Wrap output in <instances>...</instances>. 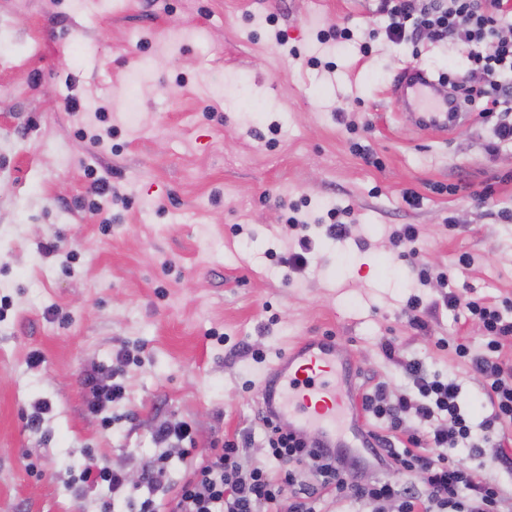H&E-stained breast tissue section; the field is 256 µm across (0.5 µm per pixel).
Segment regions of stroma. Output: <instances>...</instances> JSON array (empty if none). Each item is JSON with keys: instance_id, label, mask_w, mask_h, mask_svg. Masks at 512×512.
Here are the masks:
<instances>
[{"instance_id": "obj_1", "label": "stroma", "mask_w": 512, "mask_h": 512, "mask_svg": "<svg viewBox=\"0 0 512 512\" xmlns=\"http://www.w3.org/2000/svg\"><path fill=\"white\" fill-rule=\"evenodd\" d=\"M375 0H0V512H99L106 487L77 493L87 457L142 475L159 449L153 429L191 422L199 447L251 434L247 462L265 444L256 394L263 364L292 341L335 336L359 384L407 392L401 357L457 379L473 424L488 408L481 378L452 343L479 347L481 324L442 310L430 331L401 308L411 266L388 240L419 225L424 260L459 254L465 295L512 298V144L489 154L496 117H473L448 136L417 130L387 87L411 57L421 68L465 74L454 45L393 43ZM274 17L288 45L267 35ZM353 38L320 45L316 33ZM378 37H371V30ZM370 40L362 56L359 44ZM298 48L291 56L289 48ZM333 61V71L307 57ZM141 75L138 122L125 98ZM105 107L76 134L65 102ZM361 142L382 161L366 166ZM126 195L81 208L90 177ZM490 188L486 200L437 194V184ZM410 189L418 206L401 198ZM351 206L346 238L311 226L310 267L283 280L266 256L288 236L284 207ZM244 225L248 238L236 237ZM55 251H45V244ZM223 333V343L210 331ZM447 339L440 349L438 339ZM392 343L394 357L383 346ZM140 359L121 380L126 397L103 428L84 378L121 349ZM45 400L39 430L24 412ZM35 470H28V463Z\"/></svg>"}]
</instances>
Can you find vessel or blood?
<instances>
[{
  "label": "vessel or blood",
  "instance_id": "1",
  "mask_svg": "<svg viewBox=\"0 0 512 512\" xmlns=\"http://www.w3.org/2000/svg\"><path fill=\"white\" fill-rule=\"evenodd\" d=\"M390 96L404 102L417 129L447 134L448 114L456 102L427 71L407 66L395 75ZM350 357L335 337L318 336L293 343L280 353L259 381L260 403L267 416L289 429L312 434L319 447L343 448L341 427L361 437Z\"/></svg>",
  "mask_w": 512,
  "mask_h": 512
}]
</instances>
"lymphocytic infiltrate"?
Instances as JSON below:
<instances>
[{"instance_id":"obj_1","label":"lymphocytic infiltrate","mask_w":512,"mask_h":512,"mask_svg":"<svg viewBox=\"0 0 512 512\" xmlns=\"http://www.w3.org/2000/svg\"><path fill=\"white\" fill-rule=\"evenodd\" d=\"M377 11L388 20L385 33L391 42L421 36L434 43L456 40L471 64L470 77L443 72L439 78L461 104L485 115L512 103V89L503 82L505 74H512V39L502 34L512 18V0H378ZM389 240L413 259L418 285L440 291L428 303L417 295L408 298L404 313L413 328L428 330L427 315L461 307L484 328L486 340L477 349L437 341L439 348H453L468 360L482 379L490 412L479 426H472L461 409L458 383L426 374L419 360L410 359L401 367L414 393L392 397L379 385L362 396L364 410L386 429L375 435L366 456L320 448L306 437L294 439L266 420L265 459L247 465L248 439L201 449L190 423L163 421L153 430L163 450L141 483H131L122 468L95 459L86 463L79 481L106 486L113 498L136 499V512H320L326 499L372 508L391 502L396 512H502L506 492L485 479L480 468L459 464L456 456L463 449L469 457H482L483 445L504 441L512 430V363L501 357L504 341L512 338V300H462L451 270L421 262L424 240L418 225H395ZM172 444L190 467L170 483Z\"/></svg>"}]
</instances>
